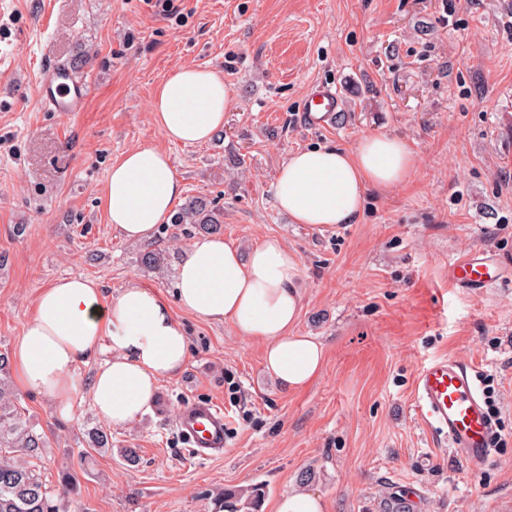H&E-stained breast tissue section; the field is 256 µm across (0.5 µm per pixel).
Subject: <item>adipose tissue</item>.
Masks as SVG:
<instances>
[{
	"label": "adipose tissue",
	"instance_id": "ef3b65f1",
	"mask_svg": "<svg viewBox=\"0 0 512 512\" xmlns=\"http://www.w3.org/2000/svg\"><path fill=\"white\" fill-rule=\"evenodd\" d=\"M233 105L232 86L206 66L173 70L152 102L162 135L185 145L208 141ZM413 156L407 141L387 134L363 137L350 150L297 149L278 170L275 205L296 224L356 223L368 190L411 179ZM183 192L169 155L140 146L113 162L102 204L115 231L144 242L170 217ZM299 273L297 257L279 238H266L244 254L223 236L203 234L184 248L170 297L136 283L108 296L91 278H60L40 291L15 342L18 381L48 395L67 415L76 367L102 356L88 386L94 409L110 427L130 426L148 411L160 380L181 372L189 360V340L175 316L180 309L260 340L265 373L282 389L303 390L320 376L326 349L316 337L295 331Z\"/></svg>",
	"mask_w": 512,
	"mask_h": 512
}]
</instances>
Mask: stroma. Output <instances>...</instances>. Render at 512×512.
<instances>
[{"label": "stroma", "instance_id": "35a3bbf8", "mask_svg": "<svg viewBox=\"0 0 512 512\" xmlns=\"http://www.w3.org/2000/svg\"><path fill=\"white\" fill-rule=\"evenodd\" d=\"M176 15L145 0H0V352L12 353L42 288L81 274L115 295L136 282L173 293L175 270L140 266L151 246L172 262L191 226L158 225L130 242L101 203L124 152L165 150L185 185L224 213L225 240L249 251L280 238L300 263L297 332L326 347L320 377L287 392L263 371V345L224 324L179 313L190 358L160 380L165 415L147 412L87 452L98 427L88 381L74 372L73 414L15 389L49 446L42 478L60 512H223L222 494L262 495L249 512L299 486L328 512H500L512 501V280L473 292L448 265L473 248L512 263V0H173ZM68 65L88 85L83 111H46L39 80ZM219 71L236 93L208 143L159 131L152 101L183 66ZM336 88L343 109L325 126L301 120L309 91ZM406 138L415 172L368 193L357 223H291L272 185L299 148L354 147L362 137ZM471 363L491 385L500 437L481 472L439 448L414 406L417 370L440 356ZM236 382L242 403L232 402ZM194 400L227 409L221 457H192L175 419ZM136 462H127L125 450Z\"/></svg>", "mask_w": 512, "mask_h": 512}]
</instances>
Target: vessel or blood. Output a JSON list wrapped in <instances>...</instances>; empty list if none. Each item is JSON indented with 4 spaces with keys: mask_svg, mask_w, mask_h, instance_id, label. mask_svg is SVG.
<instances>
[{
    "mask_svg": "<svg viewBox=\"0 0 512 512\" xmlns=\"http://www.w3.org/2000/svg\"><path fill=\"white\" fill-rule=\"evenodd\" d=\"M88 96L85 82L65 65L52 67L39 84V98L51 112L83 111ZM342 110L335 88L323 85L312 90L303 108L307 125L323 126ZM505 268L493 253L475 249L456 259L448 278L459 288L482 290L501 283ZM416 408L429 430L442 437L448 448L472 471H480L494 444L495 426L483 393L475 382V369L454 356L435 358L419 368L414 382ZM176 428L194 457L223 455L230 433L222 405L193 401L177 416Z\"/></svg>",
    "mask_w": 512,
    "mask_h": 512,
    "instance_id": "b4317fda",
    "label": "vessel or blood"
}]
</instances>
